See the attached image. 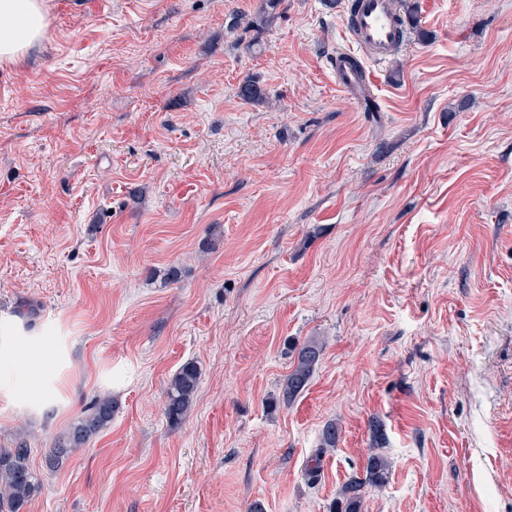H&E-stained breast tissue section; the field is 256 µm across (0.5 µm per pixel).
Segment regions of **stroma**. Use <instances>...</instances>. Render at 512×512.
<instances>
[{
  "label": "stroma",
  "mask_w": 512,
  "mask_h": 512,
  "mask_svg": "<svg viewBox=\"0 0 512 512\" xmlns=\"http://www.w3.org/2000/svg\"><path fill=\"white\" fill-rule=\"evenodd\" d=\"M44 2L40 48L0 66V447L29 438L26 512H329L374 422L391 468L362 512H512V0H413L372 112L326 64L327 0ZM99 396L111 423L50 471ZM324 351V344L316 340L293 343L289 352L293 355L292 370L286 375L278 402L289 405L306 389ZM200 376L197 364L188 361L170 379L165 391L164 415L172 424L181 423L190 411Z\"/></svg>",
  "instance_id": "35a3bbf8"
}]
</instances>
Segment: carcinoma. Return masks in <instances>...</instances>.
Returning <instances> with one entry per match:
<instances>
[{
    "mask_svg": "<svg viewBox=\"0 0 512 512\" xmlns=\"http://www.w3.org/2000/svg\"><path fill=\"white\" fill-rule=\"evenodd\" d=\"M238 97L249 103L264 99L265 92L251 79L238 87ZM324 351V344L316 340L293 343L289 352L293 355L292 370L286 375L278 401L289 405L306 389ZM201 372L197 364L188 361L180 366L169 381L165 391L164 415L177 425L190 411L199 385ZM112 399L94 400L84 408L66 434L54 441L45 455L51 469L61 467L76 448H80L96 433L112 421ZM341 428L333 420L327 422L321 433L322 451L334 449L340 440ZM12 448H0V512H22L40 490V481L31 464V448L25 436L18 435ZM390 470L387 458L373 451L368 456L362 475L349 479L341 487L333 512H361L365 490L384 486Z\"/></svg>",
    "mask_w": 512,
    "mask_h": 512,
    "instance_id": "cac0c4a2",
    "label": "carcinoma"
}]
</instances>
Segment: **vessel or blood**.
<instances>
[{
    "label": "vessel or blood",
    "mask_w": 512,
    "mask_h": 512,
    "mask_svg": "<svg viewBox=\"0 0 512 512\" xmlns=\"http://www.w3.org/2000/svg\"><path fill=\"white\" fill-rule=\"evenodd\" d=\"M346 48L329 59L336 84L357 105L374 95L372 64L393 55L403 44L397 0H352L345 12Z\"/></svg>",
    "instance_id": "1"
}]
</instances>
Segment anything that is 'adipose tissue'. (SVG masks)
<instances>
[{
  "instance_id": "adipose-tissue-1",
  "label": "adipose tissue",
  "mask_w": 512,
  "mask_h": 512,
  "mask_svg": "<svg viewBox=\"0 0 512 512\" xmlns=\"http://www.w3.org/2000/svg\"><path fill=\"white\" fill-rule=\"evenodd\" d=\"M46 29L44 0H0V64L25 61L40 47Z\"/></svg>"
}]
</instances>
